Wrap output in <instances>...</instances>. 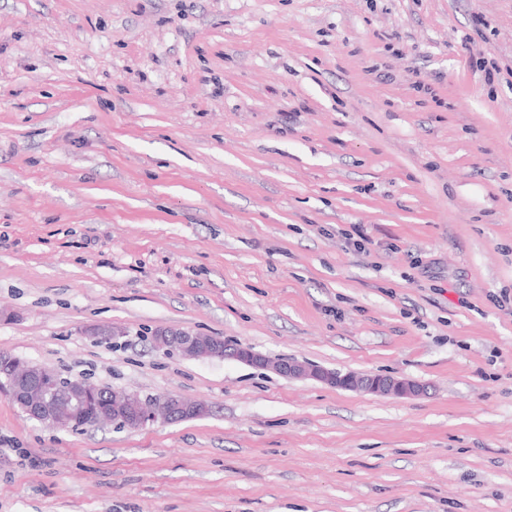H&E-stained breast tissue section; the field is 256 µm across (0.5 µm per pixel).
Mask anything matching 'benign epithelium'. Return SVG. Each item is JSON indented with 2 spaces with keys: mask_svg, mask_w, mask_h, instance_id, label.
<instances>
[{
  "mask_svg": "<svg viewBox=\"0 0 512 512\" xmlns=\"http://www.w3.org/2000/svg\"><path fill=\"white\" fill-rule=\"evenodd\" d=\"M156 347L191 359H233L258 368L297 379H312L336 388L362 390L384 396H417L424 392L418 382L380 374H354L331 371L292 359L272 361L249 348L229 344L217 336L189 331L160 330L154 336ZM9 374L0 380V391L8 395L31 419L57 429L76 426L87 416L95 423L120 422L128 429L147 424H169L199 418L209 412L208 405L176 393L140 397L123 390L108 389L104 405L95 404L98 386L85 379L51 380L50 370L26 363L3 353L0 366Z\"/></svg>",
  "mask_w": 512,
  "mask_h": 512,
  "instance_id": "obj_1",
  "label": "benign epithelium"
}]
</instances>
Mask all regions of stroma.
Here are the masks:
<instances>
[{
  "instance_id": "1",
  "label": "stroma",
  "mask_w": 512,
  "mask_h": 512,
  "mask_svg": "<svg viewBox=\"0 0 512 512\" xmlns=\"http://www.w3.org/2000/svg\"><path fill=\"white\" fill-rule=\"evenodd\" d=\"M1 351L211 412L0 394V512H512V0H0ZM156 347L191 359H233L258 368L297 379H312L336 388L362 390L384 396H417L424 392L422 384L380 374H354L331 371L308 362L292 359L272 361L249 348L229 344L223 338L189 331L159 330L154 336ZM8 375L0 391L8 395L31 419L57 429L75 427L81 417H93L96 424L120 422L128 429L147 424H169L199 418L208 405L176 393L140 397L123 390L108 389L104 406L95 404L98 386L85 379L50 381V370L2 353L0 366Z\"/></svg>"
}]
</instances>
